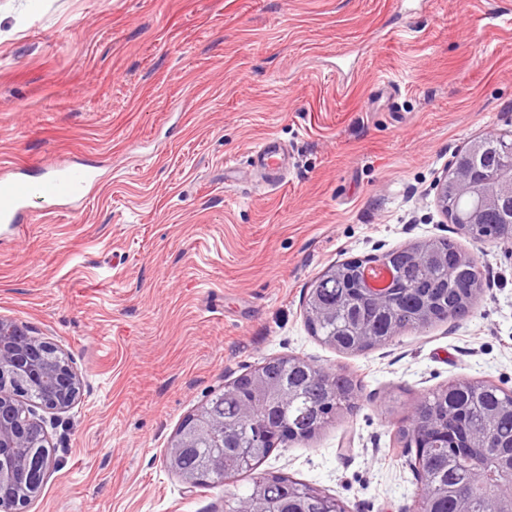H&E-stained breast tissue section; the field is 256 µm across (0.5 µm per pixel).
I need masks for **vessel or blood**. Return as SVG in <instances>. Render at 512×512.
Returning a JSON list of instances; mask_svg holds the SVG:
<instances>
[{
    "label": "vessel or blood",
    "instance_id": "vessel-or-blood-1",
    "mask_svg": "<svg viewBox=\"0 0 512 512\" xmlns=\"http://www.w3.org/2000/svg\"><path fill=\"white\" fill-rule=\"evenodd\" d=\"M281 151L280 143L271 137L262 139L252 149L255 169L267 172L275 185L283 183L288 174ZM96 181L93 170L70 165L49 167L36 183L10 171H1L0 223H22L29 213L31 201L37 198L49 212L80 207L88 186Z\"/></svg>",
    "mask_w": 512,
    "mask_h": 512
}]
</instances>
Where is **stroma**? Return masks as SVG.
Returning a JSON list of instances; mask_svg holds the SVG:
<instances>
[{
  "instance_id": "stroma-1",
  "label": "stroma",
  "mask_w": 512,
  "mask_h": 512,
  "mask_svg": "<svg viewBox=\"0 0 512 512\" xmlns=\"http://www.w3.org/2000/svg\"><path fill=\"white\" fill-rule=\"evenodd\" d=\"M512 132V0H0V167L93 165L83 208L0 224V316L81 377L25 512H224L166 450L240 375L298 356L359 382L352 411L262 460L345 512H413L410 410L449 382L512 389V240L473 244L435 184ZM293 156L269 187L250 149ZM483 274L461 318L347 354L305 302L332 265L438 237Z\"/></svg>"
}]
</instances>
